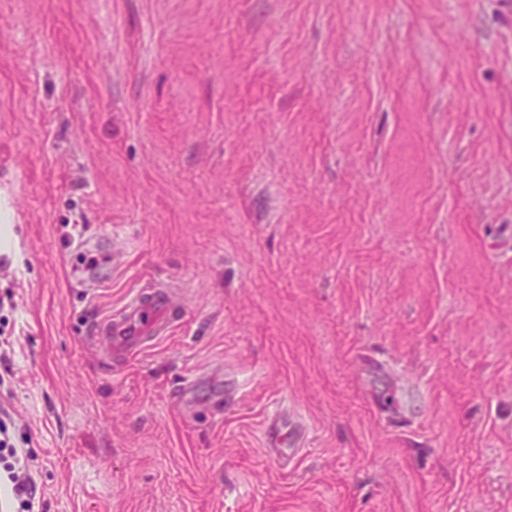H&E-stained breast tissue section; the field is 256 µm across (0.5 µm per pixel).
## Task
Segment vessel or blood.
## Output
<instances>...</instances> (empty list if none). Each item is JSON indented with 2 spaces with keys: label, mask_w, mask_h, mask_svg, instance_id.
Listing matches in <instances>:
<instances>
[{
  "label": "vessel or blood",
  "mask_w": 512,
  "mask_h": 512,
  "mask_svg": "<svg viewBox=\"0 0 512 512\" xmlns=\"http://www.w3.org/2000/svg\"><path fill=\"white\" fill-rule=\"evenodd\" d=\"M173 301L168 292L155 291L137 295L129 306V312L121 320L100 322L98 340L105 342L108 350L124 354H137L146 349L149 343L167 335L172 330L171 309ZM283 424L271 420L265 431L266 443L280 460L286 461L296 454L289 448L282 432Z\"/></svg>",
  "instance_id": "vessel-or-blood-1"
}]
</instances>
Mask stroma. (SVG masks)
<instances>
[{
    "instance_id": "1",
    "label": "stroma",
    "mask_w": 512,
    "mask_h": 512,
    "mask_svg": "<svg viewBox=\"0 0 512 512\" xmlns=\"http://www.w3.org/2000/svg\"><path fill=\"white\" fill-rule=\"evenodd\" d=\"M0 298L45 512H512V0H0ZM172 307L167 291L137 295L125 310L130 312L120 321H112V318L101 321L95 337L107 344V355H112V350L123 354L140 353L149 343L172 331ZM284 423L277 419H272L266 427L265 435H266V443L267 446L273 449L277 455V457L282 461H288L293 458L297 453L299 448H287L288 446L297 445H289L296 443V438L292 441L287 442V438L284 434H282V428Z\"/></svg>"
}]
</instances>
